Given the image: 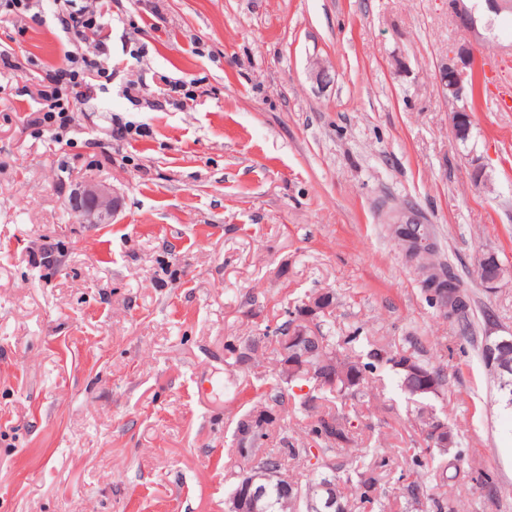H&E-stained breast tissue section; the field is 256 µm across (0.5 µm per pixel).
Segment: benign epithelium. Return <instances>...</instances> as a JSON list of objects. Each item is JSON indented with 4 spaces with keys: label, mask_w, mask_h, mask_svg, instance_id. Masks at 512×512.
Masks as SVG:
<instances>
[{
    "label": "benign epithelium",
    "mask_w": 512,
    "mask_h": 512,
    "mask_svg": "<svg viewBox=\"0 0 512 512\" xmlns=\"http://www.w3.org/2000/svg\"><path fill=\"white\" fill-rule=\"evenodd\" d=\"M479 70V64L475 62L473 53L469 48L463 47L459 51V61H444L438 65L436 79L440 85L443 96L457 103L451 125L461 121V116L469 112L465 105L467 95L470 93L471 76ZM310 79L316 85L326 88L334 83L335 74L328 67L317 62L311 64L309 69ZM117 192L108 187L96 184L82 185L77 188L70 197V206L78 215L81 222L91 226L112 223L117 209ZM389 223L392 224L395 236L403 240V253L406 263L424 281V287L431 289L433 295L439 299L438 310L440 315L453 320L459 314V310L466 304V299L458 290L448 292L445 281L448 276L442 266L437 262L438 241L432 232L424 229L418 230L423 220L418 215L403 209L393 210L389 214ZM316 319L306 316L305 326L290 332L288 338L283 340L281 352L288 355V346L298 339L309 335V329L314 327ZM512 345L509 336L485 337L483 350L488 367L492 370H500L494 360L497 351ZM264 485L249 482L243 486V490L237 494L233 510L234 512H264L263 510Z\"/></svg>",
    "instance_id": "1"
}]
</instances>
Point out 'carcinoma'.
I'll return each instance as SVG.
<instances>
[{"label": "carcinoma", "instance_id": "carcinoma-1", "mask_svg": "<svg viewBox=\"0 0 512 512\" xmlns=\"http://www.w3.org/2000/svg\"><path fill=\"white\" fill-rule=\"evenodd\" d=\"M498 268L497 256L491 253L479 258L476 274L480 280ZM306 314L305 302H300L288 310V319L281 325L280 337L289 336L292 326H301ZM313 339L299 348L295 358L296 367L288 370L282 368L284 358L277 359L279 368L275 369L279 379L286 383H314L321 389L345 400L361 402L372 392L370 374L378 368L394 370L399 379L401 391L407 399L415 404V421L425 436L426 449L435 456L448 458V466L460 467L461 458L454 449L457 445V434L448 431V441L434 437L432 429L441 420L434 408L433 401L445 394L447 377L436 367L420 361L414 354L394 350L388 346H375L367 354V361L354 354L355 336L338 339L321 331V323L326 313L316 315ZM319 397L307 393L302 405L311 412L309 433L322 440L325 447L312 451L302 449L305 457L316 459L315 475L301 484L288 474V455H296L295 449L274 447L273 428L281 420L278 415L263 416L265 410L260 409L246 415L237 425V448L239 457L247 461L256 470L275 471L279 477L266 486L264 501L265 512H302L310 509V503L319 499L320 486L329 484L333 487L336 501L345 506L344 512H350L349 497L355 496L361 507L381 508L383 504L376 495L377 479L368 474L370 464L367 463L366 449H360L357 455L358 465L353 468L357 480L350 474H340V468L328 463L327 454L334 449L357 447V426L355 415L339 411H323L317 404Z\"/></svg>", "mask_w": 512, "mask_h": 512}]
</instances>
